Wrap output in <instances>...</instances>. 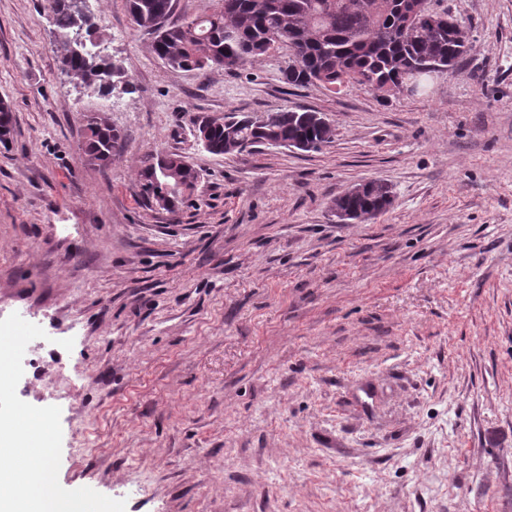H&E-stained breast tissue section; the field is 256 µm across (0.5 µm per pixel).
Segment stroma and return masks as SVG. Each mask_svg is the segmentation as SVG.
Instances as JSON below:
<instances>
[{
  "instance_id": "1",
  "label": "stroma",
  "mask_w": 512,
  "mask_h": 512,
  "mask_svg": "<svg viewBox=\"0 0 512 512\" xmlns=\"http://www.w3.org/2000/svg\"><path fill=\"white\" fill-rule=\"evenodd\" d=\"M87 5L109 92L61 70L44 0H0V319L50 338L17 394L61 409V486L125 512H512V0H432L470 44L413 95L288 87L279 47L174 69L125 0ZM284 107L329 142L195 136ZM95 114L123 137L105 165ZM160 151L199 174L173 214L139 196ZM370 180L390 207L337 223ZM122 135L103 117H91L86 125L82 151L91 160L108 163L121 148Z\"/></svg>"
}]
</instances>
